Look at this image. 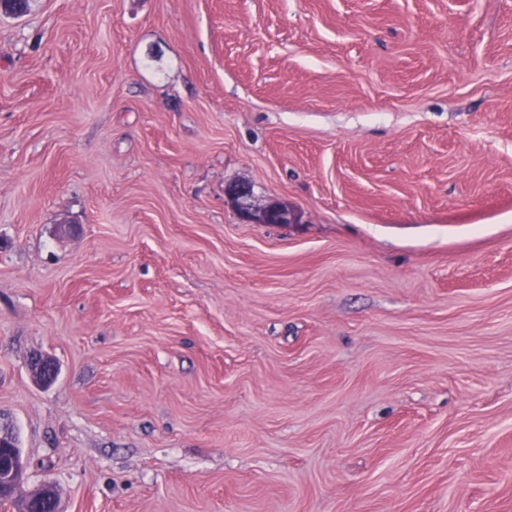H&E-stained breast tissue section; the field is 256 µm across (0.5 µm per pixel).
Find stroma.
<instances>
[{"label": "stroma", "instance_id": "1", "mask_svg": "<svg viewBox=\"0 0 512 512\" xmlns=\"http://www.w3.org/2000/svg\"><path fill=\"white\" fill-rule=\"evenodd\" d=\"M0 421L58 512H512V0L0 13ZM227 197L238 210L242 221L249 224H292L296 216L292 209L284 203H268L255 205L252 202V189L246 183L230 185L226 190Z\"/></svg>", "mask_w": 512, "mask_h": 512}]
</instances>
